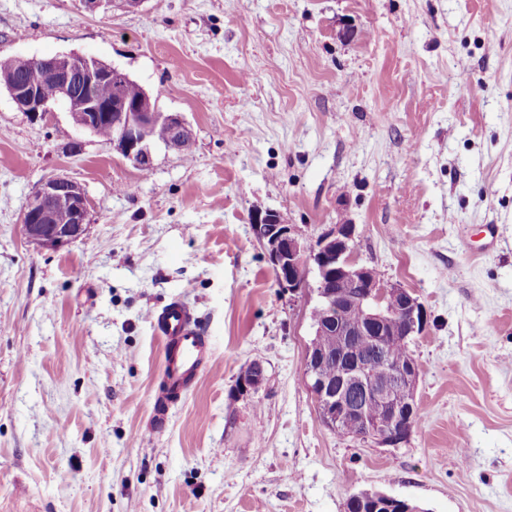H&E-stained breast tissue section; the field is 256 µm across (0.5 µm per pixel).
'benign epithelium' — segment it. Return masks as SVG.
Masks as SVG:
<instances>
[{
  "label": "benign epithelium",
  "mask_w": 512,
  "mask_h": 512,
  "mask_svg": "<svg viewBox=\"0 0 512 512\" xmlns=\"http://www.w3.org/2000/svg\"><path fill=\"white\" fill-rule=\"evenodd\" d=\"M48 73L66 101L71 100L77 84L110 81L118 86L126 78L119 68L79 53L56 55ZM0 82L20 111L36 119L51 112L36 88L13 82L4 71ZM70 116L76 126L89 133L103 122L111 124L112 144L138 168L153 161L149 145L140 138L142 128L151 124L168 127L171 136L164 146L175 152L183 139L193 136L179 114L159 111L147 94L132 104L119 97L111 102L86 99ZM21 223L26 240L41 249L57 250L83 238L89 225V203L83 188L65 175L47 178L23 209ZM252 231L268 256L278 288L291 294H314L315 306L323 309L324 320L311 324L312 330L319 334L332 329L339 336L341 352L349 354L343 359L312 345L306 350L304 375L323 424L335 430L344 425L358 426L366 439L385 445L406 442L411 435L408 425L413 405L394 402L392 392L405 385L411 389V396H416L418 368L414 362L407 367L401 363L389 365L383 337L422 333L426 313L418 298L397 284L384 282L373 268L354 259V224H337L312 244L294 225L284 223L277 212L268 210L254 216ZM338 282L357 289L350 302L361 309V323L336 326ZM369 334L382 337L377 351L387 368L379 374L373 373L358 355L359 338ZM333 360L336 369L332 371L326 365ZM371 403L385 410L377 421L365 414V407Z\"/></svg>",
  "instance_id": "obj_1"
}]
</instances>
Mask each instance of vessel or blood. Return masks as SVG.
I'll return each instance as SVG.
<instances>
[{
  "label": "vessel or blood",
  "mask_w": 512,
  "mask_h": 512,
  "mask_svg": "<svg viewBox=\"0 0 512 512\" xmlns=\"http://www.w3.org/2000/svg\"><path fill=\"white\" fill-rule=\"evenodd\" d=\"M161 333L165 355V392L182 395L189 382L199 373L211 355V345L195 325L191 310L174 303L152 315Z\"/></svg>",
  "instance_id": "obj_1"
}]
</instances>
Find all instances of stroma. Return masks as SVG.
I'll list each match as a JSON object with an SVG mask.
<instances>
[{"mask_svg":"<svg viewBox=\"0 0 512 512\" xmlns=\"http://www.w3.org/2000/svg\"><path fill=\"white\" fill-rule=\"evenodd\" d=\"M65 52L180 113L194 153L153 145L142 172L0 88V512H345L363 490L512 512V0H0V57ZM54 174L90 203L56 251L21 224ZM267 209L311 241L356 225V260L424 306L407 442L322 423L314 298L276 288ZM174 301L215 351L158 424L148 316Z\"/></svg>","mask_w":512,"mask_h":512,"instance_id":"35a3bbf8","label":"stroma"}]
</instances>
